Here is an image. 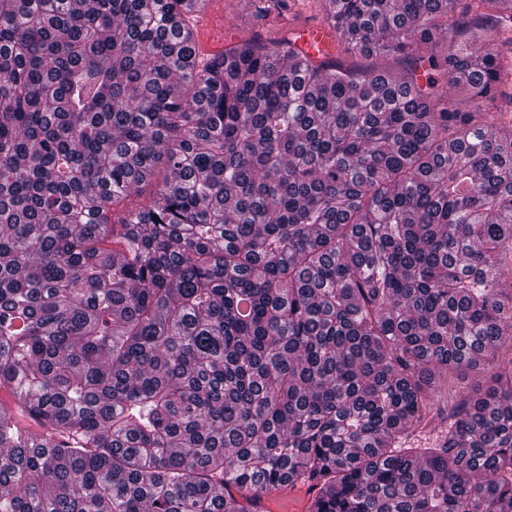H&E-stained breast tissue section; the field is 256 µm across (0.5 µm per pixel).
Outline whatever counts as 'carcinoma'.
Masks as SVG:
<instances>
[{
    "instance_id": "carcinoma-1",
    "label": "carcinoma",
    "mask_w": 512,
    "mask_h": 512,
    "mask_svg": "<svg viewBox=\"0 0 512 512\" xmlns=\"http://www.w3.org/2000/svg\"><path fill=\"white\" fill-rule=\"evenodd\" d=\"M208 2L0 0V512H501L512 0ZM224 9V15L216 7V3L206 9H198L195 12L196 39L195 49L197 57L205 61L224 56V22L231 25L239 23L243 5L239 0H218ZM298 34L297 47L307 55L319 58L332 53L333 35L328 28L311 26L302 28ZM311 493L308 492L307 486H295V487H284L278 489H272L263 491L257 496V506L255 512L262 511H275L274 503L277 501H288L293 508H289L290 511H303V505ZM288 511V512H290Z\"/></svg>"
}]
</instances>
